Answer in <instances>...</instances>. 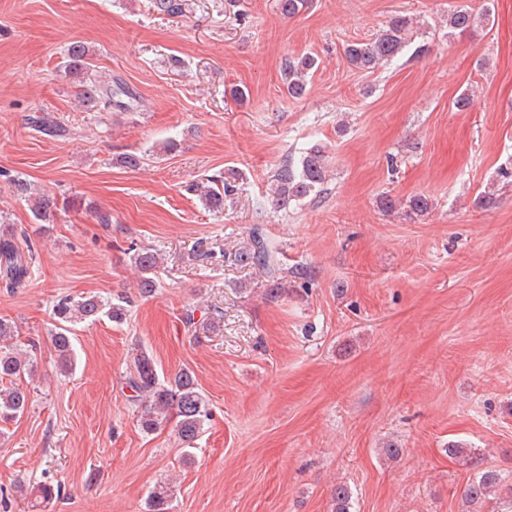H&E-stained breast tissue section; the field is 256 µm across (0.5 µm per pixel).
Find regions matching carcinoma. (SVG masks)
Wrapping results in <instances>:
<instances>
[{"instance_id": "cac0c4a2", "label": "carcinoma", "mask_w": 512, "mask_h": 512, "mask_svg": "<svg viewBox=\"0 0 512 512\" xmlns=\"http://www.w3.org/2000/svg\"><path fill=\"white\" fill-rule=\"evenodd\" d=\"M308 7V0H277V9L285 17L291 18ZM490 16L484 11L480 16L465 7L448 12V34H465L478 27L479 23ZM418 34V22L405 15L391 17L380 33L369 42H354L345 47L346 62L357 69L372 71L376 67L402 58L411 48ZM316 59L311 55L287 57L284 60V74L288 95L300 99L307 93L308 75L315 67ZM62 67L81 87V98L87 109L93 112H110L113 109L130 111L135 109V95L122 84H112L101 79L96 71L94 56L81 42H74L67 48ZM34 126L50 137H60L66 129L57 119L47 113L32 118ZM330 177L325 146L317 143L301 153L298 161H284L271 176L268 184L269 195L277 208L286 210L299 205L311 196H317L324 190ZM237 173L230 169L222 176L210 177L193 185V191L210 211L224 209V198L233 194L236 188ZM13 192L20 198L28 199L31 211L38 220L50 216L55 205L48 196L30 195L29 183L17 178L12 183ZM30 254L17 243L15 233L0 231V284L6 289H15L24 285L29 274ZM224 260L244 266H255L262 270L269 282V296L278 297L285 288L284 269L277 261V251L266 237L260 225L250 228L246 240L237 248L224 253ZM131 261L141 273L140 293L149 296L155 291L152 277L160 266L161 257L157 252L143 249L134 253ZM54 316L58 319L57 330L52 332L51 341L57 354L58 367L62 372L73 369L75 350L71 326L78 323L93 324L106 316L120 322L127 313L124 299L113 303L96 295L63 296L53 306ZM17 327L0 319V378L14 379L31 374L32 354L36 345L24 351L18 348L15 338ZM134 370L126 379L131 390L132 401L144 405L143 428L155 431L176 419V431L185 447L190 448L203 433L204 426L210 420L208 402L199 389L195 375L189 370L178 372L174 378L165 381L159 379L153 355L142 348L133 358ZM28 393L20 386L0 390V421L9 422L21 417L27 410ZM505 478L492 466L479 467L469 479L464 489L465 501L470 505L483 504L497 496L504 489ZM31 493L43 502H49L61 495V485L40 484L31 489ZM170 493L168 487L158 485L149 492L147 505L149 512H167ZM332 512H352V494L348 486L338 484L331 493Z\"/></svg>"}]
</instances>
